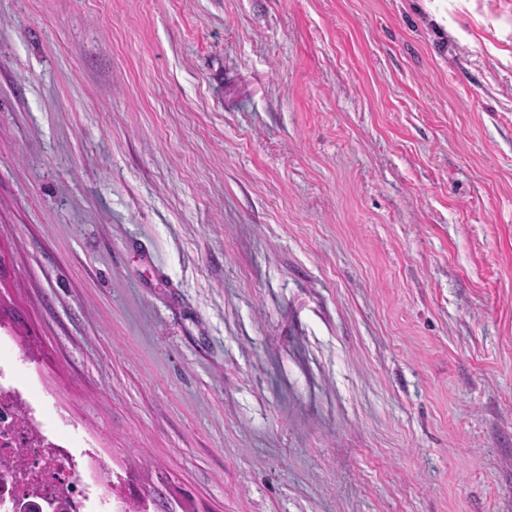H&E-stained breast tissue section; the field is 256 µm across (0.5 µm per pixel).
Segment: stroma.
<instances>
[{
    "label": "stroma",
    "instance_id": "obj_1",
    "mask_svg": "<svg viewBox=\"0 0 512 512\" xmlns=\"http://www.w3.org/2000/svg\"><path fill=\"white\" fill-rule=\"evenodd\" d=\"M0 248L100 492L512 512V0H0Z\"/></svg>",
    "mask_w": 512,
    "mask_h": 512
}]
</instances>
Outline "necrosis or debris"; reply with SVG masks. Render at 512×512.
Returning <instances> with one entry per match:
<instances>
[{
    "label": "necrosis or debris",
    "mask_w": 512,
    "mask_h": 512,
    "mask_svg": "<svg viewBox=\"0 0 512 512\" xmlns=\"http://www.w3.org/2000/svg\"><path fill=\"white\" fill-rule=\"evenodd\" d=\"M0 472L14 474L18 491L38 504L53 500L58 512H126L127 504L100 494L96 483L83 475V463L40 405L23 388L13 361L0 356Z\"/></svg>",
    "instance_id": "1"
}]
</instances>
